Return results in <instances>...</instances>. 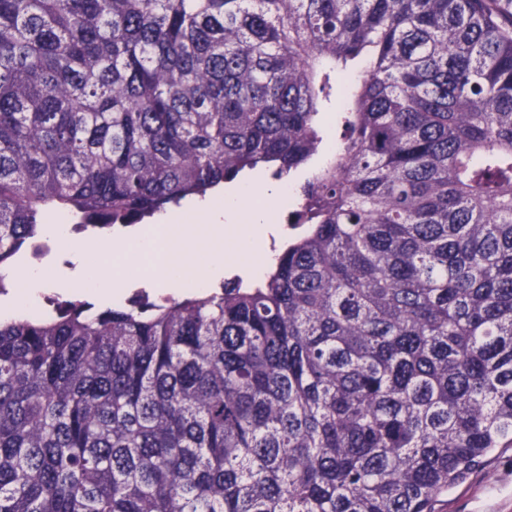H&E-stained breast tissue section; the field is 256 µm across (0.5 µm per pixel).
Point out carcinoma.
<instances>
[{"instance_id": "1", "label": "carcinoma", "mask_w": 512, "mask_h": 512, "mask_svg": "<svg viewBox=\"0 0 512 512\" xmlns=\"http://www.w3.org/2000/svg\"><path fill=\"white\" fill-rule=\"evenodd\" d=\"M338 83L263 281L0 319V512H431L512 448V0H0V268L290 177Z\"/></svg>"}]
</instances>
